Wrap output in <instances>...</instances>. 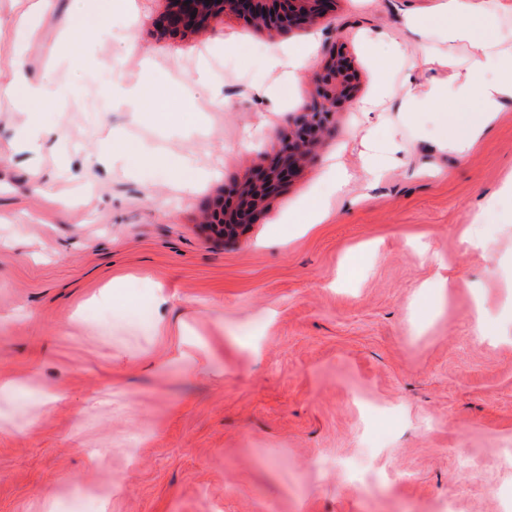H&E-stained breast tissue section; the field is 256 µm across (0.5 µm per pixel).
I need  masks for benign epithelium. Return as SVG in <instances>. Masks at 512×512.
Here are the masks:
<instances>
[{
    "label": "benign epithelium",
    "instance_id": "1",
    "mask_svg": "<svg viewBox=\"0 0 512 512\" xmlns=\"http://www.w3.org/2000/svg\"><path fill=\"white\" fill-rule=\"evenodd\" d=\"M335 0H169L159 21V31L185 36L207 26L217 14L229 11L246 22L270 32L311 28L325 17ZM356 73L344 52L331 47L314 78L309 104L289 118L288 136L264 164L248 169L206 206L207 228L226 245L238 241L254 223L266 202L301 170L313 148L331 131L332 115L353 101Z\"/></svg>",
    "mask_w": 512,
    "mask_h": 512
}]
</instances>
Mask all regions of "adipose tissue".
I'll list each match as a JSON object with an SVG mask.
<instances>
[{
	"instance_id": "ef3b65f1",
	"label": "adipose tissue",
	"mask_w": 512,
	"mask_h": 512,
	"mask_svg": "<svg viewBox=\"0 0 512 512\" xmlns=\"http://www.w3.org/2000/svg\"><path fill=\"white\" fill-rule=\"evenodd\" d=\"M404 23L413 34L425 38L476 46L462 61L451 51L440 53L432 47L424 48L421 64L411 66L406 74L412 89L407 111L415 112L423 104L447 99L460 104V111L449 113L448 134L439 139L438 145L446 151L467 154L496 119L501 100L512 97V41L500 33L482 0H441L429 23H421L412 15L405 16ZM315 48L311 41L299 49H274L259 57L256 64L263 69H282L286 79L295 81L308 67ZM41 93V88L16 80L0 83V100L17 101L33 108L35 136L43 143L56 138L57 132L45 125L35 110ZM323 181V192L313 194L290 211L289 223L308 228L322 223L328 200L345 195L349 174L340 166L326 174Z\"/></svg>"
}]
</instances>
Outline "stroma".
<instances>
[{
    "label": "stroma",
    "instance_id": "1",
    "mask_svg": "<svg viewBox=\"0 0 512 512\" xmlns=\"http://www.w3.org/2000/svg\"><path fill=\"white\" fill-rule=\"evenodd\" d=\"M438 3L336 0L315 31L275 36L224 13L166 37L168 0H129L108 14L117 37L84 29L66 40L71 0L19 31L21 0H0V55L23 63L0 80L53 74L38 109L62 133L33 151L19 135L26 109L0 107V375L61 395L16 418L0 398V512L47 501L86 512V492L110 479L107 512H437L445 501L503 512L512 199L485 217L479 207L512 174V98L464 157L436 144L454 102L404 123L421 40L402 18L429 19ZM129 34L139 53L126 51ZM313 34L299 81L255 66ZM334 46L358 72V97L383 67L388 93L372 122L401 144L399 164L368 175L361 115L346 105L237 243L207 236L205 203L278 146ZM139 85L166 96V113L132 111L119 90ZM111 135L148 147L137 169L102 157ZM181 159L210 175L203 189L180 188L167 163ZM337 163L351 175L349 204L294 231L289 210ZM479 218L495 233L476 251L465 234ZM123 274L111 303H95ZM440 277L441 296L430 287ZM478 301L497 337L472 321ZM190 336L207 343L206 359H172ZM372 438L374 466L395 476L384 487L357 486L342 467ZM469 464L478 480L457 478Z\"/></svg>",
    "mask_w": 512,
    "mask_h": 512
}]
</instances>
